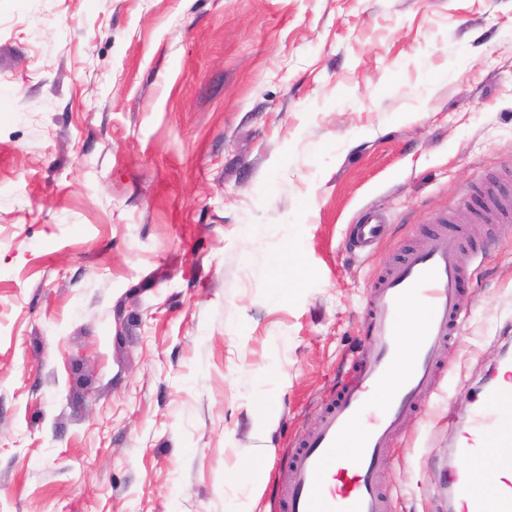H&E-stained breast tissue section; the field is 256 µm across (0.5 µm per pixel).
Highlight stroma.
Returning <instances> with one entry per match:
<instances>
[{"label":"stroma","mask_w":512,"mask_h":512,"mask_svg":"<svg viewBox=\"0 0 512 512\" xmlns=\"http://www.w3.org/2000/svg\"><path fill=\"white\" fill-rule=\"evenodd\" d=\"M504 172L512 0H0V512H274L374 282ZM463 231L391 512H448L512 350V223ZM386 215L379 210L367 209L363 216L354 224L353 246L355 249L369 251L380 240Z\"/></svg>","instance_id":"obj_1"}]
</instances>
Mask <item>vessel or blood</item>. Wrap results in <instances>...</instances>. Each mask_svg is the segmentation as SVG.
<instances>
[{
  "mask_svg": "<svg viewBox=\"0 0 512 512\" xmlns=\"http://www.w3.org/2000/svg\"><path fill=\"white\" fill-rule=\"evenodd\" d=\"M477 220L512 222V176L502 175L488 187L468 214L436 217L424 248H400L387 274L374 283L364 319L371 345L354 363L335 400L291 449V474L279 498L280 512H388L380 487L386 445L419 411L450 345L466 277L459 227ZM386 222L384 213L366 210L354 226V248L371 250ZM411 302L422 312V329L413 354L404 359L399 346ZM484 436L493 439L498 464L512 469V388L487 390L458 454L477 460ZM448 489L460 502V512H512V482L483 489L476 468L455 472Z\"/></svg>",
  "mask_w": 512,
  "mask_h": 512,
  "instance_id": "vessel-or-blood-1",
  "label": "vessel or blood"
}]
</instances>
